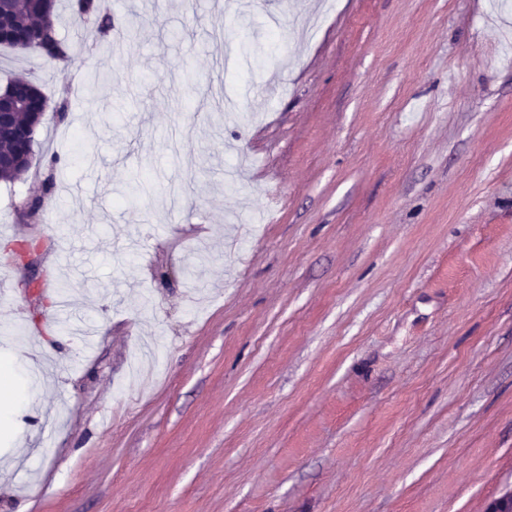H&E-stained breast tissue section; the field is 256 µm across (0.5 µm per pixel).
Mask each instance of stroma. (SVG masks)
Segmentation results:
<instances>
[{"label":"stroma","instance_id":"1","mask_svg":"<svg viewBox=\"0 0 512 512\" xmlns=\"http://www.w3.org/2000/svg\"><path fill=\"white\" fill-rule=\"evenodd\" d=\"M214 2L98 0L121 36L65 62L0 47V88L33 73L50 107L0 182V512H486L512 487V9Z\"/></svg>","mask_w":512,"mask_h":512}]
</instances>
